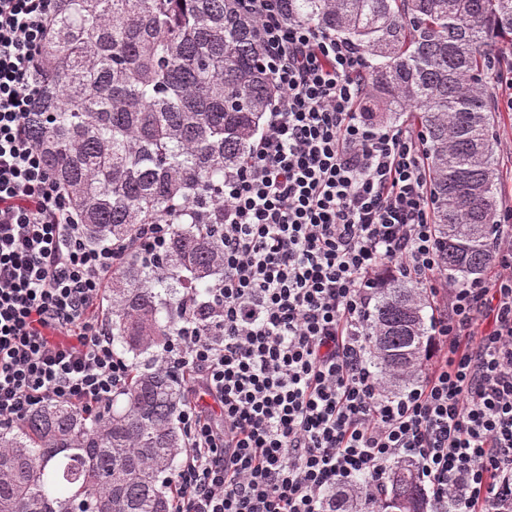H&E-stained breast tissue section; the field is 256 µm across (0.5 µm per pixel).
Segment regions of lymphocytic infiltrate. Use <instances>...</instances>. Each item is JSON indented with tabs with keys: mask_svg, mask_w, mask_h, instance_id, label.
I'll return each instance as SVG.
<instances>
[{
	"mask_svg": "<svg viewBox=\"0 0 512 512\" xmlns=\"http://www.w3.org/2000/svg\"><path fill=\"white\" fill-rule=\"evenodd\" d=\"M55 0H0V427L48 404L91 415L131 367L102 316L128 252L158 262L172 227L86 241L32 131L33 75ZM278 96L224 175L221 277L158 358L191 395L170 512H335L337 486L377 501L411 459L454 512H512V212L493 280L439 275L426 137L371 125L351 42L242 0ZM439 296L429 366L402 394L371 369L382 273Z\"/></svg>",
	"mask_w": 512,
	"mask_h": 512,
	"instance_id": "obj_1",
	"label": "lymphocytic infiltrate"
}]
</instances>
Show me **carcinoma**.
<instances>
[{
    "label": "carcinoma",
    "mask_w": 512,
    "mask_h": 512,
    "mask_svg": "<svg viewBox=\"0 0 512 512\" xmlns=\"http://www.w3.org/2000/svg\"><path fill=\"white\" fill-rule=\"evenodd\" d=\"M282 15L353 41L370 58L363 111L424 129L439 274L463 286L490 261L500 193L496 55L512 49V0H280ZM238 0H57L36 71L35 140L86 237L131 240L173 224L165 274L129 253L112 271V342L132 355L123 403L88 420L51 404L0 430V512H168L185 449L178 373L156 364L223 253L200 212L224 195L277 90ZM423 288L390 280L371 315L377 373L424 363ZM145 359H140V356ZM370 512H452L411 461Z\"/></svg>",
    "instance_id": "obj_1"
}]
</instances>
